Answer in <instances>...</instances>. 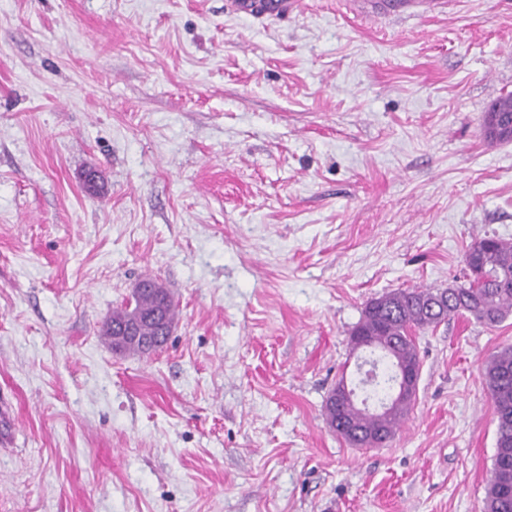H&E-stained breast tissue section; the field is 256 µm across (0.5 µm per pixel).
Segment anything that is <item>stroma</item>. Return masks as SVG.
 Listing matches in <instances>:
<instances>
[{"mask_svg":"<svg viewBox=\"0 0 512 512\" xmlns=\"http://www.w3.org/2000/svg\"><path fill=\"white\" fill-rule=\"evenodd\" d=\"M508 93L512 0H0V512H483L512 316L417 334L383 446L324 404L368 301L512 242V142L482 128ZM145 277L173 332L114 354ZM298 4V0H232L230 7L247 14L287 17Z\"/></svg>","mask_w":512,"mask_h":512,"instance_id":"35a3bbf8","label":"stroma"}]
</instances>
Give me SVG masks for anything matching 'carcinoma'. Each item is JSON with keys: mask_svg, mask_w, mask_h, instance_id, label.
I'll use <instances>...</instances> for the list:
<instances>
[{"mask_svg": "<svg viewBox=\"0 0 512 512\" xmlns=\"http://www.w3.org/2000/svg\"><path fill=\"white\" fill-rule=\"evenodd\" d=\"M469 280L444 289L412 288L391 291L379 301H369L362 318L350 334L351 350L373 345L389 359L390 370L379 371L373 360L370 378L361 383L370 387L379 408L371 410L351 400L338 407L325 401L324 413L330 428L348 443L362 447L379 446L390 440L415 404L411 391L398 400L401 369L420 367L413 333L437 327L456 316L472 318L494 327L512 314V243L485 236L473 241L464 255ZM177 304L168 289L163 297L139 294L135 312L140 315L139 336L157 335L160 317L173 324ZM129 315L125 305L112 309L102 326L109 344L116 329ZM484 381L497 417L495 454L486 487L483 512H512V346L494 354L484 366Z\"/></svg>", "mask_w": 512, "mask_h": 512, "instance_id": "carcinoma-1", "label": "carcinoma"}]
</instances>
